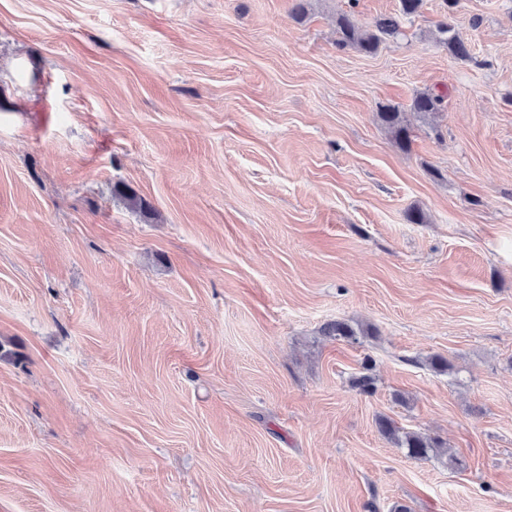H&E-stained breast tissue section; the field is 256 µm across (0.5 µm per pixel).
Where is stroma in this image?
Segmentation results:
<instances>
[{"mask_svg": "<svg viewBox=\"0 0 512 512\" xmlns=\"http://www.w3.org/2000/svg\"><path fill=\"white\" fill-rule=\"evenodd\" d=\"M397 9L0 0V512H512V0ZM423 0H399L398 13L383 16L374 22L372 30L358 27L350 12L336 16V44L341 48H352L364 55L375 54L380 45L390 37L401 33V19L419 13ZM443 5L448 21H441L437 24L436 31L438 41L443 44L453 56L466 60L470 57V47L467 42L456 34L454 26L449 21L458 6V0H443ZM378 117L381 123L391 132L398 146L402 149H408L411 142L410 132L404 124L400 107L395 104L382 105ZM377 423L380 432L399 448L404 449L408 457L427 458L436 454L437 448H442L436 439L421 432L404 431L390 419L379 418Z\"/></svg>", "mask_w": 512, "mask_h": 512, "instance_id": "stroma-1", "label": "stroma"}]
</instances>
